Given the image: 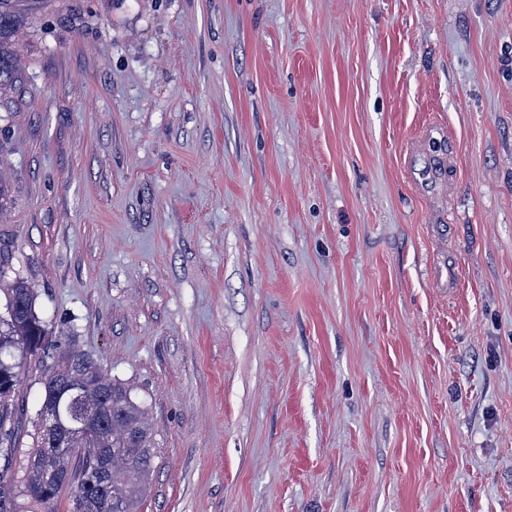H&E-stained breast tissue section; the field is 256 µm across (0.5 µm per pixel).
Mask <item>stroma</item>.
Here are the masks:
<instances>
[{
  "instance_id": "stroma-1",
  "label": "stroma",
  "mask_w": 512,
  "mask_h": 512,
  "mask_svg": "<svg viewBox=\"0 0 512 512\" xmlns=\"http://www.w3.org/2000/svg\"><path fill=\"white\" fill-rule=\"evenodd\" d=\"M18 53L0 262L144 402L139 512H512V0H52Z\"/></svg>"
}]
</instances>
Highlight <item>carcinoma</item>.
<instances>
[{"mask_svg":"<svg viewBox=\"0 0 512 512\" xmlns=\"http://www.w3.org/2000/svg\"><path fill=\"white\" fill-rule=\"evenodd\" d=\"M49 0H0V100L9 96L18 79L16 45L36 18L48 9ZM0 292V512H20L24 501L47 505L70 489V512H137V503L149 483L155 442L141 431L144 410L129 387L111 379L114 427L101 428L75 443L66 461L59 459L52 436L39 420L28 433L31 446L19 447L14 438L15 395L19 368L38 360L43 368L41 407L54 398L57 375L65 374L74 386L92 384L101 367L71 343L49 345L47 323L36 310V294L27 280L16 277ZM67 466L63 480L43 482V476Z\"/></svg>","mask_w":512,"mask_h":512,"instance_id":"obj_1","label":"carcinoma"}]
</instances>
